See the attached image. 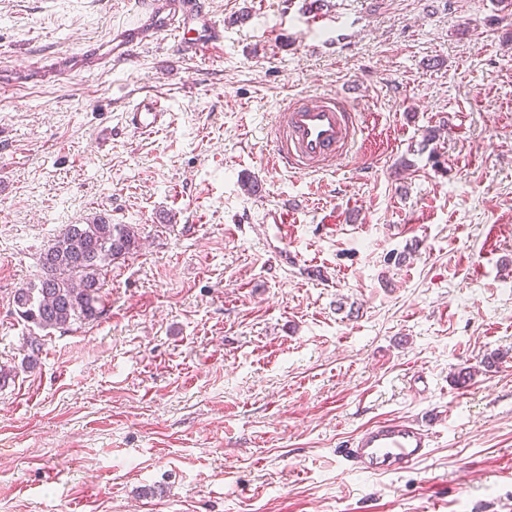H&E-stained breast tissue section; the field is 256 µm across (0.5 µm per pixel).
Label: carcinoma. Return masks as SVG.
Wrapping results in <instances>:
<instances>
[{"label":"carcinoma","mask_w":512,"mask_h":512,"mask_svg":"<svg viewBox=\"0 0 512 512\" xmlns=\"http://www.w3.org/2000/svg\"><path fill=\"white\" fill-rule=\"evenodd\" d=\"M138 231L98 214L67 224L40 253L39 285L19 288L13 303L20 318L41 330L93 321L101 313L104 271L136 250Z\"/></svg>","instance_id":"cac0c4a2"}]
</instances>
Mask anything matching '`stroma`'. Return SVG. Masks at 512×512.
<instances>
[{
    "instance_id": "1",
    "label": "stroma",
    "mask_w": 512,
    "mask_h": 512,
    "mask_svg": "<svg viewBox=\"0 0 512 512\" xmlns=\"http://www.w3.org/2000/svg\"><path fill=\"white\" fill-rule=\"evenodd\" d=\"M305 2L207 0L219 52L56 80L131 0H0V512H512V27L498 0ZM351 88L335 171L268 166L284 100ZM156 94L171 125L122 129ZM100 212L141 239L102 314L28 326L15 290ZM387 416L433 421L431 453L348 470Z\"/></svg>"
}]
</instances>
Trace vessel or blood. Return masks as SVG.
Masks as SVG:
<instances>
[{"mask_svg": "<svg viewBox=\"0 0 512 512\" xmlns=\"http://www.w3.org/2000/svg\"><path fill=\"white\" fill-rule=\"evenodd\" d=\"M224 23L215 14L198 10L194 0H134V18L117 27L106 45L79 58L58 56L51 65L54 76L69 77L79 66L105 69L132 64L138 48L177 32L173 46L204 54L223 42ZM166 100L149 95L122 114L126 128L152 134L171 123ZM361 132L358 112L345 94L300 95L278 112L268 141V156L276 167L312 174L335 169L355 147ZM429 426L403 418L375 422L345 445L344 459L352 469L371 475L404 472L424 459L431 446Z\"/></svg>", "mask_w": 512, "mask_h": 512, "instance_id": "1", "label": "vessel or blood"}]
</instances>
